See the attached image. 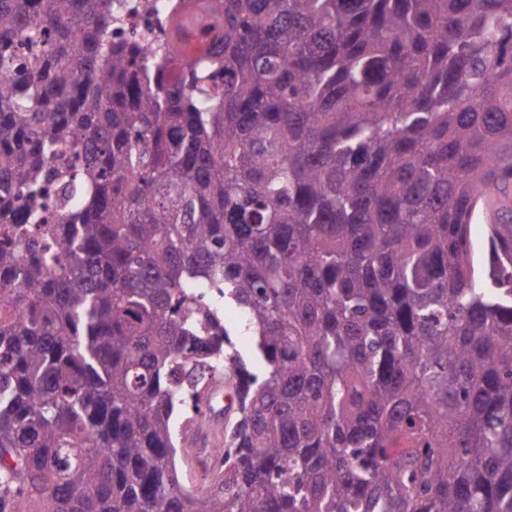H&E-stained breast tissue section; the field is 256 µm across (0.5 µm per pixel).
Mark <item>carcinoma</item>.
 Segmentation results:
<instances>
[{
	"label": "carcinoma",
	"mask_w": 512,
	"mask_h": 512,
	"mask_svg": "<svg viewBox=\"0 0 512 512\" xmlns=\"http://www.w3.org/2000/svg\"><path fill=\"white\" fill-rule=\"evenodd\" d=\"M208 36L173 82L112 0H0V512H512V249L470 236L512 0H199ZM224 375L196 493L176 413Z\"/></svg>",
	"instance_id": "1"
}]
</instances>
